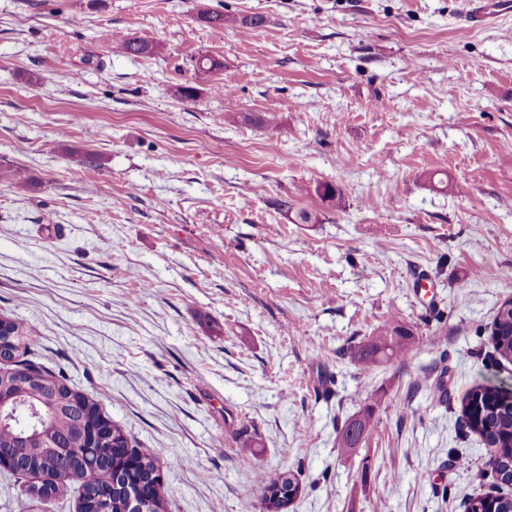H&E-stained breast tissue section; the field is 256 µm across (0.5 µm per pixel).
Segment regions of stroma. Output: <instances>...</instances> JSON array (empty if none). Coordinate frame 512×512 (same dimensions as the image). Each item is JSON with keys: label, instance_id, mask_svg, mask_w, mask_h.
<instances>
[{"label": "stroma", "instance_id": "35a3bbf8", "mask_svg": "<svg viewBox=\"0 0 512 512\" xmlns=\"http://www.w3.org/2000/svg\"><path fill=\"white\" fill-rule=\"evenodd\" d=\"M464 9L0 0V167L33 181H0V315L156 450L169 512H261L251 447L296 475L288 512H468L494 488L461 401L512 389L490 339L512 299V15L464 34ZM118 33L158 51L116 54ZM386 325L410 354L361 370ZM372 397L373 429L341 455ZM28 482L0 472V512H77V485L39 503Z\"/></svg>", "mask_w": 512, "mask_h": 512}]
</instances>
